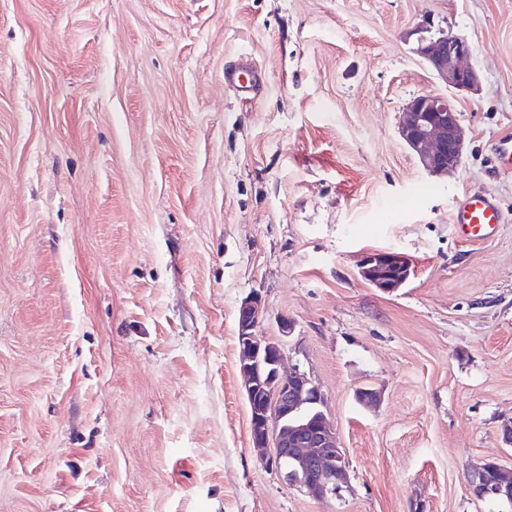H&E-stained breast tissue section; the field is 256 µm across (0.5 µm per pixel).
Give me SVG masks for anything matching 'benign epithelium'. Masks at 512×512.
<instances>
[{"mask_svg":"<svg viewBox=\"0 0 512 512\" xmlns=\"http://www.w3.org/2000/svg\"><path fill=\"white\" fill-rule=\"evenodd\" d=\"M432 22L418 26L423 33L417 55L432 75L457 91H480L479 71L469 64L474 46L462 35L440 30L431 36ZM399 133L425 171L446 175L463 160L464 138L460 115L445 96L423 93L403 108ZM412 262L396 250L365 253L360 276L385 293L403 287L410 278ZM265 301L254 290L238 309L239 371L250 403L252 447L271 450L265 462L275 466L282 481L298 492L318 500L332 498L348 487L346 456L330 428L321 390L299 368L283 370L281 344L261 336L259 327ZM304 406L317 410L307 423L291 424L288 417ZM466 486L475 498L489 496L512 505V471L493 460L467 470Z\"/></svg>","mask_w":512,"mask_h":512,"instance_id":"obj_1","label":"benign epithelium"}]
</instances>
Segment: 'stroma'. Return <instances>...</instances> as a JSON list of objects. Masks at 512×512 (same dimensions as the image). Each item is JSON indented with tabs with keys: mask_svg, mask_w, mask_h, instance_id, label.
Here are the masks:
<instances>
[{
	"mask_svg": "<svg viewBox=\"0 0 512 512\" xmlns=\"http://www.w3.org/2000/svg\"><path fill=\"white\" fill-rule=\"evenodd\" d=\"M426 19L473 44L478 93L416 54ZM425 92L464 130L445 178L398 134ZM507 137L512 0H0V512H502L465 471L512 469ZM473 189L508 217L485 243L449 222ZM389 249L414 263L393 294L358 270ZM254 290L325 397L342 498L251 445Z\"/></svg>",
	"mask_w": 512,
	"mask_h": 512,
	"instance_id": "stroma-1",
	"label": "stroma"
}]
</instances>
